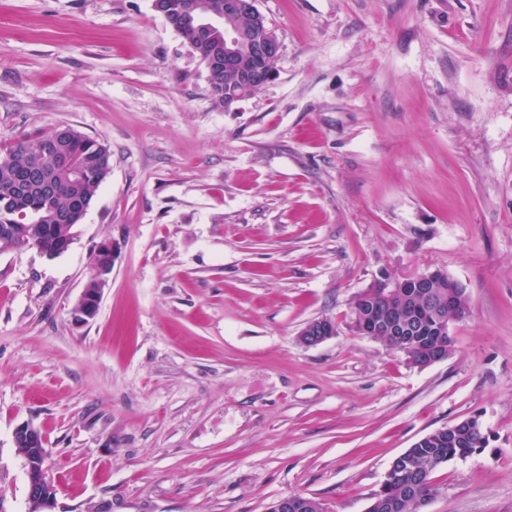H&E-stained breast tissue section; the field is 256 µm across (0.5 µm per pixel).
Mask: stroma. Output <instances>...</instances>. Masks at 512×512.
Segmentation results:
<instances>
[{
	"label": "stroma",
	"mask_w": 512,
	"mask_h": 512,
	"mask_svg": "<svg viewBox=\"0 0 512 512\" xmlns=\"http://www.w3.org/2000/svg\"><path fill=\"white\" fill-rule=\"evenodd\" d=\"M152 3L0 0V140L112 153L67 251L0 253V512H28L23 423L54 512H366L474 414L486 445L426 512H512V0H256L277 74L227 108ZM433 270L469 299L447 359L352 330L359 292ZM318 317L335 336L302 346ZM95 255H99L97 256L98 261L106 264L108 259L102 255H108L112 258V241H106L98 245V247L95 249ZM98 261L95 257L92 258L90 265V279H94L97 282L99 288H95L93 281L87 282L86 288L83 289V293L73 309L74 318L77 322L85 323L96 316L102 290L105 287L110 274L112 273L111 266H101ZM13 442L27 477L28 511L53 512L56 489L49 474L43 434L29 424H22L14 430Z\"/></svg>",
	"instance_id": "35a3bbf8"
}]
</instances>
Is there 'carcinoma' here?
I'll list each match as a JSON object with an SVG mask.
<instances>
[{
	"mask_svg": "<svg viewBox=\"0 0 512 512\" xmlns=\"http://www.w3.org/2000/svg\"><path fill=\"white\" fill-rule=\"evenodd\" d=\"M211 4L212 0H166V10L178 34L207 61L224 56L223 37H210L198 29L197 18L210 13ZM208 81L215 102L224 103V73L211 70ZM44 149L62 160L63 165L42 169V180L36 181L32 178L31 161ZM110 160L107 145L69 126H60L49 134L29 132L7 145L0 144V226L34 224L41 229L38 239H20L11 250L38 244L49 253H59L66 241L65 230L72 231L81 223L109 174ZM434 304L448 306V289L435 288L429 297H415L413 310L423 314ZM433 347L435 337L421 342L413 336L404 344L402 353L414 365L425 350ZM485 444L482 426L453 437L438 428L414 443L394 462V479L385 488V495L394 504L391 512H417V498H433L438 493L434 472L454 459L468 457Z\"/></svg>",
	"mask_w": 512,
	"mask_h": 512,
	"instance_id": "cac0c4a2",
	"label": "carcinoma"
}]
</instances>
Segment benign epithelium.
I'll return each mask as SVG.
<instances>
[{"instance_id": "7a95c632", "label": "benign epithelium", "mask_w": 512, "mask_h": 512, "mask_svg": "<svg viewBox=\"0 0 512 512\" xmlns=\"http://www.w3.org/2000/svg\"><path fill=\"white\" fill-rule=\"evenodd\" d=\"M211 17L224 28V69L236 84L235 89L224 92V105L230 106L248 96L252 89L274 78L280 57V44L265 17L257 9L255 0H224V12H213ZM111 273L112 267H104L95 259L91 261L90 278L97 282L98 287L83 289L73 309L76 321L85 323L96 316L102 288ZM444 278L446 273L434 270L373 284L369 288V295L352 301V308L355 309L354 330L362 336L382 342L388 336L394 339L390 348L399 350V343L415 334L416 327L407 321L393 319L386 307L401 310L410 297V289L436 288ZM434 322L435 333L444 350L434 356L424 357L426 366L447 359L453 343L450 321L437 314ZM334 335L336 324L326 318H318L304 325L298 341L304 347H314ZM13 442L18 455L23 459L29 512H52L55 484L49 474L43 434L28 424H22L14 430ZM295 508L325 512L321 502L301 496L285 497L278 503V512H289Z\"/></svg>"}]
</instances>
